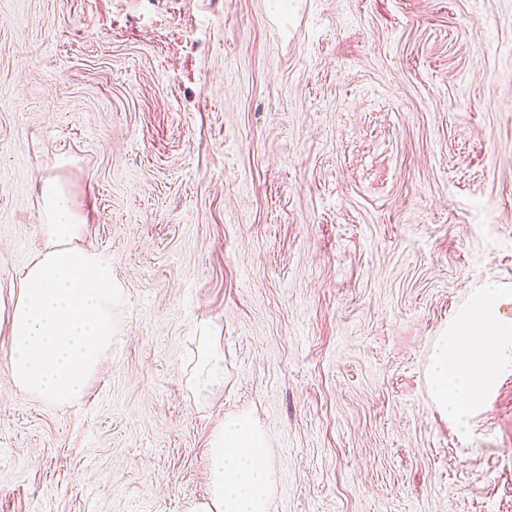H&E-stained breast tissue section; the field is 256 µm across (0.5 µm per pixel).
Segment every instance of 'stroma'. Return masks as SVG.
<instances>
[{"label":"stroma","mask_w":512,"mask_h":512,"mask_svg":"<svg viewBox=\"0 0 512 512\" xmlns=\"http://www.w3.org/2000/svg\"><path fill=\"white\" fill-rule=\"evenodd\" d=\"M55 177L122 296L80 398L0 370V512H191L233 413L270 512H512V358L465 434L426 380L512 319V0H0V284ZM198 360L189 385L194 400L205 401L217 389L224 387V350L221 337L207 321L198 326Z\"/></svg>","instance_id":"stroma-1"}]
</instances>
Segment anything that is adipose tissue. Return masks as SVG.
I'll list each match as a JSON object with an SVG mask.
<instances>
[{
  "label": "adipose tissue",
  "mask_w": 512,
  "mask_h": 512,
  "mask_svg": "<svg viewBox=\"0 0 512 512\" xmlns=\"http://www.w3.org/2000/svg\"><path fill=\"white\" fill-rule=\"evenodd\" d=\"M42 214L46 249L0 298V325L9 345L0 369L13 382L55 404L80 398L88 379L112 345V310L120 296L101 256L77 245L85 222L60 180L45 181ZM498 289L475 296L465 319L439 337L427 369L430 394L439 409L468 430L483 393L494 383L512 324L500 319ZM198 360L189 378L196 401L224 385V350L209 322L198 327ZM209 495L191 512H269L273 471L264 432L247 415L226 417L208 448Z\"/></svg>",
  "instance_id": "obj_1"
}]
</instances>
